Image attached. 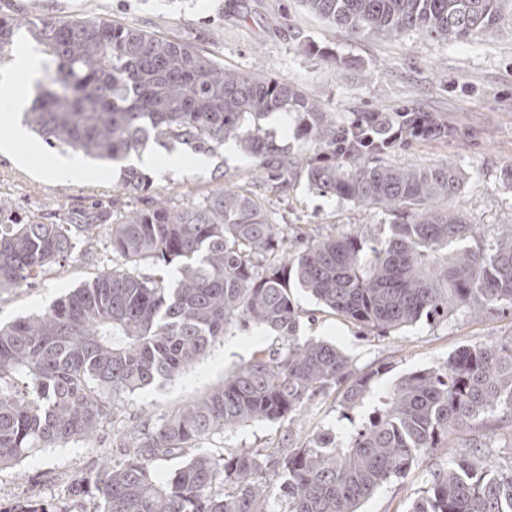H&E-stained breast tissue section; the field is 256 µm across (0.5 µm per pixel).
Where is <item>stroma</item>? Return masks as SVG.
I'll use <instances>...</instances> for the list:
<instances>
[{
  "mask_svg": "<svg viewBox=\"0 0 512 512\" xmlns=\"http://www.w3.org/2000/svg\"><path fill=\"white\" fill-rule=\"evenodd\" d=\"M34 18L109 15L124 24L177 39L213 53L225 65L289 79L315 95L339 123L360 112L419 110L448 123V138L418 141L388 155L390 164L456 166L463 176L452 209L471 223L492 229L512 224V28L473 41H431L407 33L397 38H352L343 28L310 13L301 0H0V15ZM0 153V192L13 196L20 212L54 213L91 201L121 212L138 208L137 198L120 185L118 166L93 160L92 178L49 175L46 160L75 158L72 149L41 146L28 156ZM157 159L149 174L152 189L186 203L216 188V175L251 190L283 225L287 247L297 240L325 235L386 238L394 218L337 197L317 193L304 168H297L280 188L262 178L254 158L240 149L222 151L204 162L170 168L168 150L154 147ZM98 258L75 245L61 268L30 287L0 293V322L42 313L60 297L100 271ZM301 312L300 336L336 343L361 374L374 372L384 385L402 375L443 364L455 350L512 339V308L482 316L455 312L448 321H419L384 336H363L356 325L325 309L302 291H294ZM272 334L232 327L223 342L182 376L126 397L127 419H156L189 402L224 379L226 372L250 358L257 346L275 344ZM369 407L345 409L342 390L316 397L293 423L259 419L214 437L212 450L295 447L313 436H335L366 424ZM116 450L110 434L95 445L75 442L48 448L16 465L0 469V504L37 492L65 500L73 480ZM444 456L423 458L403 479L391 482L362 505V512H410L421 488Z\"/></svg>",
  "mask_w": 512,
  "mask_h": 512,
  "instance_id": "obj_1",
  "label": "stroma"
}]
</instances>
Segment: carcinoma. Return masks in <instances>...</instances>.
<instances>
[{"label":"carcinoma","instance_id":"1","mask_svg":"<svg viewBox=\"0 0 512 512\" xmlns=\"http://www.w3.org/2000/svg\"><path fill=\"white\" fill-rule=\"evenodd\" d=\"M354 38L415 32L467 41L512 27V0H302ZM41 47L48 84H36L25 123L55 148L125 162L158 144L213 156L229 139L259 169L282 179L298 167L288 144L262 120L292 116L307 142L318 192L394 217L385 239H313L287 260L271 212L239 185L174 206L152 180L123 167L125 189L144 207L127 214L96 201L58 214L23 215L0 193V291L31 286L71 254L101 239L103 270L48 311L0 327V468L45 448L90 444L117 421L126 397L172 380L206 356L232 326L269 330L281 346L257 350L197 400L130 431L112 434L118 457L71 487L94 512H359L379 489L449 448L459 428L500 415L489 434L512 428V341L464 346L440 366L402 376L390 388L353 373L336 345L298 336L290 283L322 306L378 335L458 309L512 308V225L485 233L439 203L461 187L451 164L396 168L373 144L336 156V117L285 78L226 66L189 42L107 17L0 16V48L21 28ZM177 263L172 280L145 266ZM333 386L352 409L370 395L373 416L341 442L316 435L297 448H240L189 454L217 434L254 420H296ZM475 439L448 454L411 512H512V455L488 458ZM182 459L169 477L161 461ZM4 512H70L30 495Z\"/></svg>","mask_w":512,"mask_h":512}]
</instances>
